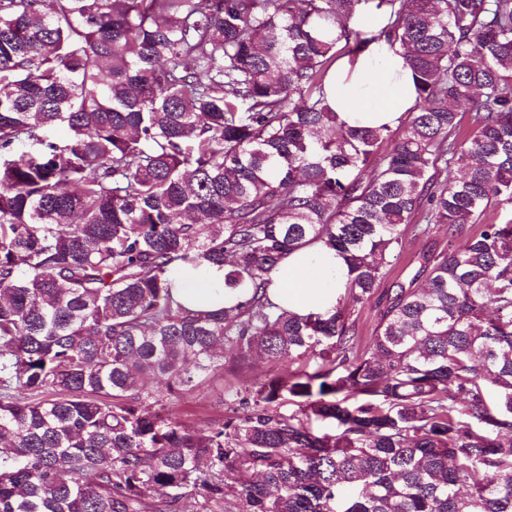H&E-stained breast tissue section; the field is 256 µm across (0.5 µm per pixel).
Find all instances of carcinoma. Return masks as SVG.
<instances>
[{
	"instance_id": "cac0c4a2",
	"label": "carcinoma",
	"mask_w": 512,
	"mask_h": 512,
	"mask_svg": "<svg viewBox=\"0 0 512 512\" xmlns=\"http://www.w3.org/2000/svg\"><path fill=\"white\" fill-rule=\"evenodd\" d=\"M382 41L417 104L347 126L326 77ZM494 205L512 206V0H0V512H512V220L473 230ZM420 212L450 245L385 292L365 350L344 306L267 299L321 242L363 302ZM178 262L246 299L185 309ZM226 351L323 365L182 427L164 400Z\"/></svg>"
}]
</instances>
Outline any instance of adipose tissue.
Masks as SVG:
<instances>
[{
    "instance_id": "adipose-tissue-1",
    "label": "adipose tissue",
    "mask_w": 512,
    "mask_h": 512,
    "mask_svg": "<svg viewBox=\"0 0 512 512\" xmlns=\"http://www.w3.org/2000/svg\"><path fill=\"white\" fill-rule=\"evenodd\" d=\"M327 98L351 127L395 126L417 102L412 72L384 43L371 44L355 60H338L327 79ZM176 298L188 309L220 312L242 300L226 288L223 268L179 263L172 267ZM268 277V297L295 314L331 311L347 283V266L335 251L314 243L287 254Z\"/></svg>"
}]
</instances>
